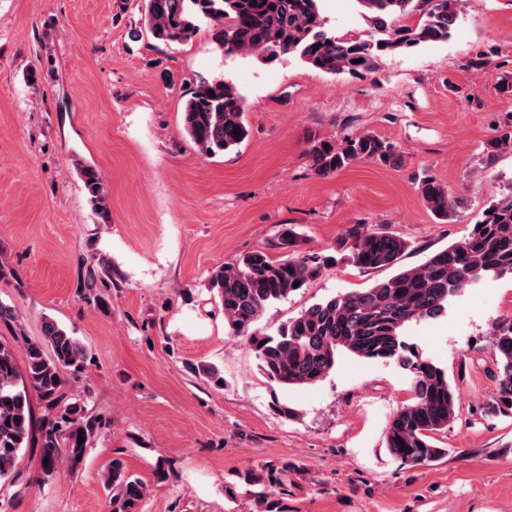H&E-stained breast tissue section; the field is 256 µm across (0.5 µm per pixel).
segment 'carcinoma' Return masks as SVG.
Returning <instances> with one entry per match:
<instances>
[{
  "label": "carcinoma",
  "mask_w": 512,
  "mask_h": 512,
  "mask_svg": "<svg viewBox=\"0 0 512 512\" xmlns=\"http://www.w3.org/2000/svg\"><path fill=\"white\" fill-rule=\"evenodd\" d=\"M319 2L136 0L135 7L139 23L157 44H187L207 26L226 58L247 55L268 64L291 55L322 73L356 77L376 71L386 54L448 41L464 0H356L370 28L368 35L356 38L336 35ZM245 110V98L229 79L200 77L182 108L183 131L204 156L232 151L249 137ZM505 152H512V123L484 143L483 157L490 164ZM306 156L311 171L322 178L365 160L392 167L405 163L393 143L371 132L340 139L314 136ZM73 167L96 223H111L108 193L98 169L78 158ZM416 184L424 206L438 219L448 220L457 200L447 186L431 175L417 177ZM299 242L294 228H284L277 242L285 251L281 258L254 251L211 271L208 288L223 309L227 334L245 339L263 377L280 387L324 380L340 351L396 362L411 374V397L389 417L385 448L392 457L415 465L443 456L446 449L435 445L434 436L458 418L460 388L443 368L414 350L404 339V330L413 322L443 316L448 301L473 282L512 274V187L491 201L465 238L418 266L400 267L409 244L378 224L350 225L330 252H301ZM338 262L363 271L394 268L396 272L362 291L312 303L274 335L255 334L253 327L269 305L287 299ZM110 284L112 259L98 253L83 282L84 294L104 308L102 290ZM0 323L13 332L14 340L22 341L25 352L20 367L12 347L0 343V484L13 487L22 479L17 464L24 449L37 448L40 457L48 459L42 465L46 476L63 463L74 469L107 421L84 401L68 395L67 377L82 374L88 361V351L76 337L47 318L41 339L30 340L24 336L18 311L1 301ZM489 349L497 377L491 412L508 417L512 415V318L495 324ZM34 398L43 407L39 416ZM102 477L104 487L112 492V512H139L146 484L121 459H112ZM241 480L254 502L253 512H282L274 488L285 486L288 466L249 468Z\"/></svg>",
  "instance_id": "carcinoma-1"
}]
</instances>
